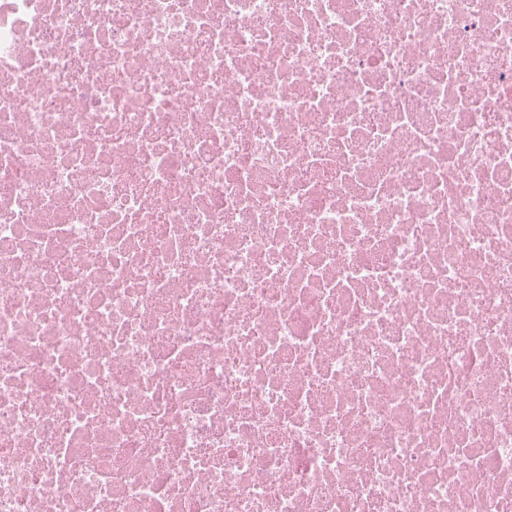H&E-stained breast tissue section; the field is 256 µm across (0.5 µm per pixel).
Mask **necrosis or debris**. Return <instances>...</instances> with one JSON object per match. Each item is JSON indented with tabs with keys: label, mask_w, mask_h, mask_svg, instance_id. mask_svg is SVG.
<instances>
[{
	"label": "necrosis or debris",
	"mask_w": 512,
	"mask_h": 512,
	"mask_svg": "<svg viewBox=\"0 0 512 512\" xmlns=\"http://www.w3.org/2000/svg\"><path fill=\"white\" fill-rule=\"evenodd\" d=\"M0 512H512V0H0Z\"/></svg>",
	"instance_id": "obj_1"
}]
</instances>
